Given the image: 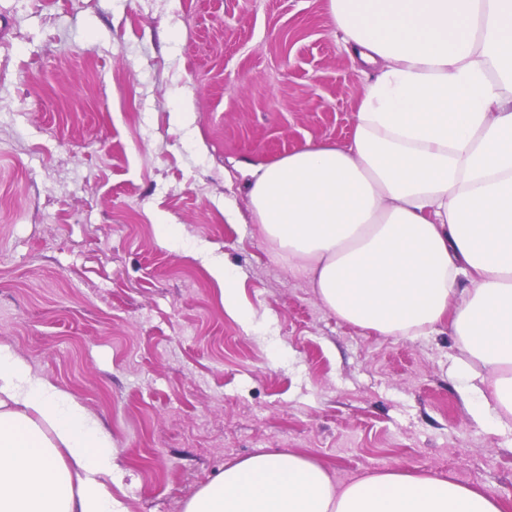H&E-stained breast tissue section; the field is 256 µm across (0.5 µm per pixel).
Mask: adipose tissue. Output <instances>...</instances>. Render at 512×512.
Here are the masks:
<instances>
[{
  "instance_id": "ef3b65f1",
  "label": "adipose tissue",
  "mask_w": 512,
  "mask_h": 512,
  "mask_svg": "<svg viewBox=\"0 0 512 512\" xmlns=\"http://www.w3.org/2000/svg\"><path fill=\"white\" fill-rule=\"evenodd\" d=\"M374 77L347 144L254 167L259 231L336 317L382 336L450 327L478 396L512 415V0H327ZM110 433L0 345V512H124ZM184 512H504L431 475L334 484L304 456L224 469Z\"/></svg>"
}]
</instances>
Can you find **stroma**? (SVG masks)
I'll use <instances>...</instances> for the list:
<instances>
[{"label": "stroma", "mask_w": 512, "mask_h": 512, "mask_svg": "<svg viewBox=\"0 0 512 512\" xmlns=\"http://www.w3.org/2000/svg\"><path fill=\"white\" fill-rule=\"evenodd\" d=\"M364 80L326 0H0V344L111 434L126 512L266 451L512 512V418L474 421L450 332L338 320L251 211L245 166L349 142ZM210 272L215 279L224 283V306L232 312H238L236 280L233 271L226 264L215 261L211 264Z\"/></svg>", "instance_id": "1"}]
</instances>
